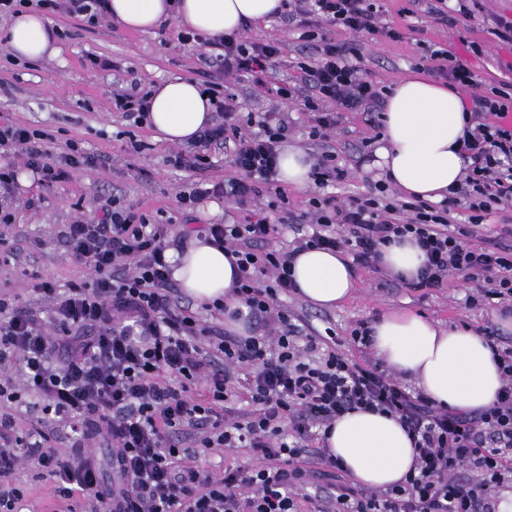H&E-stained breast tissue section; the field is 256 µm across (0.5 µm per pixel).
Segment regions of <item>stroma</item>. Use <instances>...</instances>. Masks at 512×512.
I'll list each match as a JSON object with an SVG mask.
<instances>
[{
  "label": "stroma",
  "instance_id": "1",
  "mask_svg": "<svg viewBox=\"0 0 512 512\" xmlns=\"http://www.w3.org/2000/svg\"><path fill=\"white\" fill-rule=\"evenodd\" d=\"M377 3L381 24L399 28L401 40L355 37L339 28L330 29L329 34L353 42L360 66L378 86L388 88L413 73L429 71L427 52L439 48L450 51L485 86L512 82V41L500 40L491 32L494 17L512 18V0H464L468 13L459 16L453 27L437 24L426 15L424 5L413 7L409 0ZM53 20L61 34L56 57L25 64L14 60L0 41V124L22 122L49 131L53 156L62 155L67 142L75 140L87 152L108 156L109 163L71 171L66 180L47 192L35 184L21 189L13 236L0 242V289L12 290L22 304L34 308L42 304L34 290L37 276L51 277L62 289L89 279V270L75 265L56 238L63 225L91 217L99 199L121 196L152 219L164 217L177 225L182 215L180 196L198 180L212 184L231 171L228 158L220 151L212 153L211 166L201 175L174 166L172 158L178 145L156 139L147 125L133 123L112 109L117 80L133 78L149 88L175 76L196 77L205 49L185 40L175 22L150 32H134L118 24L92 26L59 14ZM242 36L257 42L280 39L287 74L296 76L295 65L305 50L284 17L247 25ZM474 41L481 43V53L472 52L470 44ZM94 57L110 61L111 70L93 67L90 60ZM228 85L241 113L287 112L292 126L288 145L309 154L330 146L337 165L347 172L331 189L337 198L367 194L379 183V171L371 166L374 149L362 144L363 138L372 134L362 113H343L323 143L310 137L308 115L297 102L283 101L272 92L257 93L244 76L229 80ZM133 139L143 144L141 154L135 157L128 154ZM36 195L43 198L40 208H25L24 199ZM33 240L41 241V248H30ZM356 276L352 296L338 308H320L296 294L285 297L284 303L318 334L338 340L347 350L352 347L350 333L358 323L371 321L392 308H407L444 325L482 328L497 323L496 305L469 303L472 285L463 278L442 288L414 290L388 283L368 267H357Z\"/></svg>",
  "mask_w": 512,
  "mask_h": 512
}]
</instances>
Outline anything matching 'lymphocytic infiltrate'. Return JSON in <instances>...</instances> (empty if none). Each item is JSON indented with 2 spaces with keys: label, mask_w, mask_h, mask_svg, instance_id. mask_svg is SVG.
<instances>
[{
  "label": "lymphocytic infiltrate",
  "mask_w": 512,
  "mask_h": 512,
  "mask_svg": "<svg viewBox=\"0 0 512 512\" xmlns=\"http://www.w3.org/2000/svg\"><path fill=\"white\" fill-rule=\"evenodd\" d=\"M288 6L287 18L307 48L296 85L273 81L279 39H204L213 50L202 75L211 123L174 160L201 173L213 150L230 159L234 176L209 193L234 204L240 218L203 230L213 246L235 257L241 272L235 291L259 335L243 338L201 321L165 259L170 225L151 222L123 198L105 199L92 220L65 225L61 243L75 264L90 270V280L62 290L39 278L34 289L51 305L47 319L0 290V512H22L25 496L13 475L25 461L54 479L53 496L66 512H300L297 489L320 477L338 485L335 495L312 499V512H498L495 490L512 479V346L498 351L496 403L476 414L456 413L373 362L367 324L351 332L362 352L357 359L308 332L277 297L297 290L291 263L298 252L347 251L375 269L381 246L409 236L426 256L409 288H439L461 277L474 285L471 303L512 302V242L474 243L486 216L512 204V84L484 88L449 55L434 67L448 84L471 92L469 163L456 189L471 200L466 222L452 224L448 203L405 202L377 184L369 195L343 202L310 198L299 217L308 233L287 250H267L278 224L298 219L274 187L290 122L284 112L241 116L221 76L245 74L255 88L301 101L313 135L327 137L344 112L365 113L374 129L382 90L354 64L353 44L331 38L322 25L355 36L402 37L381 25L374 0H288ZM51 139L23 124L0 125V152L13 158L0 167V226L12 224L19 169L50 189L69 170L108 162L74 141L61 160H52ZM23 388L44 405L21 434L11 408ZM234 397L250 408L225 416ZM356 409L392 415L405 427L416 467L403 483L382 491L359 487L343 479L342 464L322 447V430ZM53 423L70 429V452L53 444ZM95 447L108 448L119 462L120 487L100 469H87ZM226 448L250 449V463L219 478L198 466L200 457Z\"/></svg>",
  "instance_id": "f902f5d3"
}]
</instances>
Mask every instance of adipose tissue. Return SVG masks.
Masks as SVG:
<instances>
[{
	"instance_id": "obj_1",
	"label": "adipose tissue",
	"mask_w": 512,
	"mask_h": 512,
	"mask_svg": "<svg viewBox=\"0 0 512 512\" xmlns=\"http://www.w3.org/2000/svg\"><path fill=\"white\" fill-rule=\"evenodd\" d=\"M282 0H109L112 20L135 31L173 20L185 31L219 37L240 31L242 23H264L279 13ZM57 27L29 8L8 24V51L20 61L37 62L59 54ZM149 123L160 139L186 143L211 115L208 95L193 79L175 77L154 86ZM466 100L460 91L416 74L397 81L383 114L382 145L376 151L381 175L404 196L439 202L456 186L466 167L461 146ZM173 277L197 303L223 299L229 312L224 326L247 335L234 292L238 272L224 250L192 237L183 252H170ZM426 260L414 239L383 246L381 262L405 277L415 276ZM300 293L313 305L333 308L353 292L350 261L340 253L311 248L292 265ZM375 356L413 382L437 405L459 413L491 407L502 386L501 371L488 341L467 326L443 328L407 309H392L371 324ZM326 448L362 485L388 488L404 480L415 463L411 441L393 417L362 410L334 422Z\"/></svg>"
}]
</instances>
